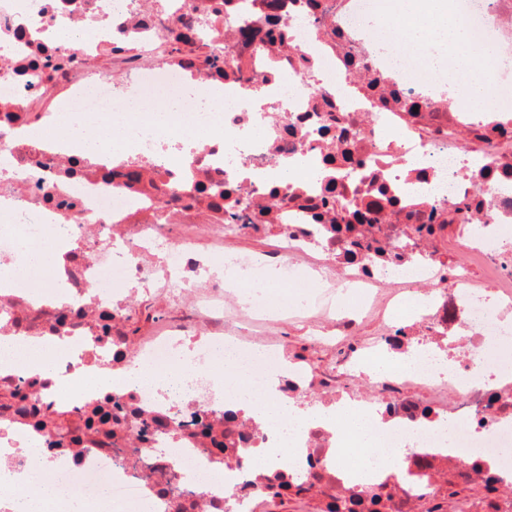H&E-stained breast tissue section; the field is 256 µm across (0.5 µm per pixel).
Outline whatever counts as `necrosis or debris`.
I'll list each match as a JSON object with an SVG mask.
<instances>
[{
    "label": "necrosis or debris",
    "mask_w": 512,
    "mask_h": 512,
    "mask_svg": "<svg viewBox=\"0 0 512 512\" xmlns=\"http://www.w3.org/2000/svg\"><path fill=\"white\" fill-rule=\"evenodd\" d=\"M104 1L0 0V336L37 340L54 371L0 367V469L45 450L44 480L79 490L86 512L102 497L126 512H272L290 498L512 512V70L492 71L479 112L473 74L373 49L379 0ZM455 3L473 43L512 56V0ZM132 98L171 121L92 156L56 138L59 116ZM246 235L264 255L238 254L226 277L224 246ZM25 242L66 245L38 293ZM267 262L312 279L314 293L279 305L316 342L344 341L334 369L288 352L261 292L241 299ZM348 290L359 303L345 315ZM144 296L184 309L138 332ZM380 354L397 369L373 380ZM218 363L257 384L285 365L274 397L298 408L373 406L384 447L408 451L403 476L350 483L325 425L304 437L303 484L250 470L281 433L229 408ZM139 365L186 377L127 382ZM78 369L109 381L67 394ZM471 485L490 496L469 501Z\"/></svg>",
    "instance_id": "1"
}]
</instances>
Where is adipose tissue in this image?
I'll use <instances>...</instances> for the list:
<instances>
[{
    "label": "adipose tissue",
    "mask_w": 512,
    "mask_h": 512,
    "mask_svg": "<svg viewBox=\"0 0 512 512\" xmlns=\"http://www.w3.org/2000/svg\"><path fill=\"white\" fill-rule=\"evenodd\" d=\"M387 14L399 17L397 28L378 26L373 41L379 46H393L402 51L422 56L424 62L448 66L471 73L491 70L495 52L491 47L471 43L467 32L447 0H396L387 6ZM159 112L141 111L136 103H126L121 113H102L93 118L75 117L60 131L59 137L73 141L91 151H98L103 144L112 142L114 134H125L131 125H156L163 122ZM217 377L233 396L237 405L245 407L263 422L286 421L290 438L282 448H260L251 456L250 463L256 470L289 464L293 472L301 470L298 444L309 427L322 423L336 428L342 436L357 439L360 452L340 455L339 460L348 476L365 483L382 474H400V463L405 449L383 448L376 431L366 424L360 409L343 404L333 410L300 409L278 403L271 393L278 383L277 376H270L265 384L248 380L244 371L224 368ZM0 485L20 488L14 497L13 512H41L49 502L65 501L70 512H84L86 504L73 490H63L50 484L37 482L31 471L23 473L0 472Z\"/></svg>",
    "instance_id": "ef3b65f1"
}]
</instances>
